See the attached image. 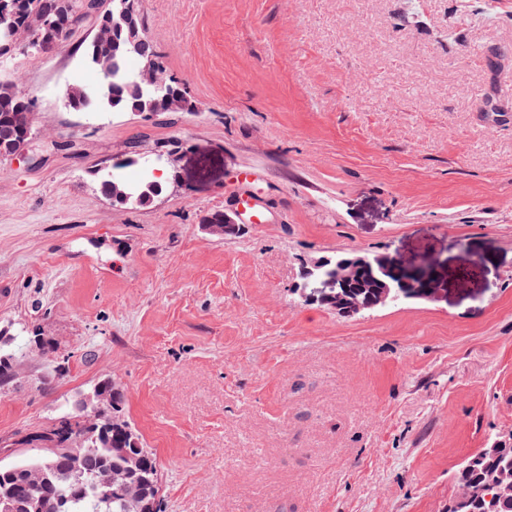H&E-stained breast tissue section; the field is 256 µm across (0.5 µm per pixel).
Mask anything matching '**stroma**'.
<instances>
[{"label":"stroma","mask_w":512,"mask_h":512,"mask_svg":"<svg viewBox=\"0 0 512 512\" xmlns=\"http://www.w3.org/2000/svg\"><path fill=\"white\" fill-rule=\"evenodd\" d=\"M192 112H76L85 25L0 76L35 99L46 160L0 162V331L36 322L0 389V464L99 379L160 463L165 512H445L453 473L512 436V0H143ZM508 118L483 128L479 111ZM177 183L143 207L120 164ZM70 149L54 150V143ZM250 171L261 223L232 238ZM350 249L432 265L434 301L356 317L294 301L303 264ZM166 184H160L148 180L139 185H131L128 182L114 176V174H103L99 180L100 193L112 203L122 206H142L151 201L155 196L161 194ZM128 201L126 202V198ZM32 350L55 353L54 376L64 378L67 375L70 354L59 353L48 340L43 339L40 325L34 323L24 325L19 336L10 337L6 341L3 340V336H0V388L4 389L12 383L16 367Z\"/></svg>","instance_id":"35a3bbf8"}]
</instances>
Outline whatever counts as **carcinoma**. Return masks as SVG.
Returning <instances> with one entry per match:
<instances>
[{"label": "carcinoma", "instance_id": "carcinoma-1", "mask_svg": "<svg viewBox=\"0 0 512 512\" xmlns=\"http://www.w3.org/2000/svg\"><path fill=\"white\" fill-rule=\"evenodd\" d=\"M57 11L55 43L42 46L50 52L65 46L74 33L66 32V21L84 7L83 0H61ZM51 0H18L15 14L0 23L17 28L19 45L33 38L30 22L46 17ZM104 29L98 42H88L84 56L93 53L112 65V90L100 86L70 103L77 111L98 105L114 112H155L164 108L162 96L183 91L182 83L167 73L160 53L147 35L142 0H112L96 19L95 29ZM136 60L139 68L128 62ZM35 133L34 105L19 95L9 79H0V161ZM100 193L112 203L142 206L161 194L160 183L139 185L106 173L99 180ZM378 268L356 270L343 280V299L318 301L342 317H353L360 305H370L386 294L387 307L405 300H392L396 289ZM32 350L55 353L54 376L69 371L71 355L59 353L43 339L41 327L29 324L17 336H0V388L9 386L16 367ZM12 445L34 448L38 453L26 460L0 465V506L8 512H163L159 463L125 413V396L119 385L104 378L76 401L60 411L51 425L16 434ZM458 494L448 512H512V441L495 440L462 462L455 473Z\"/></svg>", "mask_w": 512, "mask_h": 512}]
</instances>
